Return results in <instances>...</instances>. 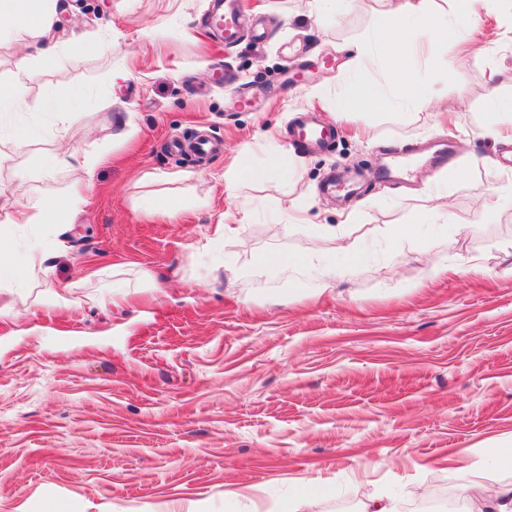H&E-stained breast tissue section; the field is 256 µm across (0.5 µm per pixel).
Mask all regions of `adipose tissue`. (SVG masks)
<instances>
[{"label": "adipose tissue", "mask_w": 512, "mask_h": 512, "mask_svg": "<svg viewBox=\"0 0 512 512\" xmlns=\"http://www.w3.org/2000/svg\"><path fill=\"white\" fill-rule=\"evenodd\" d=\"M55 0H0V22L6 23L8 33L29 51L28 58L39 64H49L55 58L57 43L52 36ZM436 0H391L388 8L375 18L373 28L378 35L373 44L356 47L357 59L370 61L384 58L373 82L350 81L336 95L333 106L339 112H357L387 107L391 93L408 97L414 81L413 62L425 45L437 42L447 29L449 17L467 24L479 20V0H449L448 11H438ZM98 153L85 154L81 161L83 175L77 178L64 197L48 195L36 202L17 204L0 215V224H45L50 214L68 217L81 210L91 189L90 175L102 162ZM42 243H26L27 261L17 265L13 250L0 247V288L11 286L16 269H23L27 278L48 283L50 270L40 257ZM461 496L469 505L468 512H512V484L473 489L462 483Z\"/></svg>", "instance_id": "1"}]
</instances>
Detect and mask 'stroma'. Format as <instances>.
Here are the masks:
<instances>
[{
    "instance_id": "35a3bbf8",
    "label": "stroma",
    "mask_w": 512,
    "mask_h": 512,
    "mask_svg": "<svg viewBox=\"0 0 512 512\" xmlns=\"http://www.w3.org/2000/svg\"><path fill=\"white\" fill-rule=\"evenodd\" d=\"M62 3L51 67L18 69L25 47L0 38V80L28 104L0 120V188L23 203L62 196L75 173L44 180L46 151L109 157L71 223L14 229L42 239L72 304L48 305L36 283L0 288V512H287L302 494L306 512H339L344 498L408 502L419 483L450 497L464 477L512 483L479 463L512 444V199L480 214L512 182V142L482 134L512 121L488 108L491 92L512 97V0H482L470 42L420 52L415 100L343 116L331 100L369 79L346 47L372 41L381 0H348L339 16L243 0L267 37L230 45L210 29L214 0ZM75 34L88 50L68 49ZM117 69L128 78L116 84ZM254 84L264 96L239 107ZM72 91L63 123L55 105ZM297 112L335 129L329 149L289 143ZM17 125L31 131L21 151ZM271 134L300 159L287 187L254 182L228 199L225 171L244 157L264 167ZM173 137L214 150L177 154ZM420 144L453 163L380 180L394 151ZM355 168L350 194H323L329 173ZM438 187L445 224L431 214ZM284 192L304 224L279 215ZM155 195L180 200L178 218L144 214ZM248 202L238 238H214ZM349 213L353 264L309 231ZM397 224L418 230L394 246L384 230ZM302 254L335 278L269 262ZM117 283L127 304L100 306ZM463 448L462 477L448 458Z\"/></svg>"
}]
</instances>
